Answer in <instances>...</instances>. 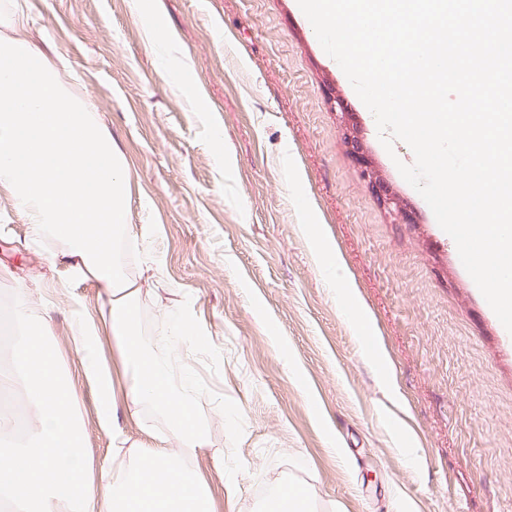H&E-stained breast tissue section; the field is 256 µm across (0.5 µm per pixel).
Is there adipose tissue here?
Returning <instances> with one entry per match:
<instances>
[{
  "label": "adipose tissue",
  "instance_id": "ef3b65f1",
  "mask_svg": "<svg viewBox=\"0 0 512 512\" xmlns=\"http://www.w3.org/2000/svg\"><path fill=\"white\" fill-rule=\"evenodd\" d=\"M31 15L30 0H13L0 12V187L10 191L32 238L63 242L65 258L103 299L129 375L123 389L115 390L100 358L93 322L75 320L70 345L83 360L100 425L112 433L113 455L127 443L120 415H135L139 405L160 412L167 431L118 470L81 455L79 395L57 366L46 321L18 297L24 337L14 354L37 427L17 442L0 439V503L13 512H214L208 485L181 461L207 445L195 375L175 372L142 346L144 282L128 278L118 260L120 246L141 240L126 205L125 158L89 101L69 92L56 65L26 37Z\"/></svg>",
  "mask_w": 512,
  "mask_h": 512
}]
</instances>
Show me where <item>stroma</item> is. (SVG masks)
I'll list each match as a JSON object with an SVG mask.
<instances>
[{
	"label": "stroma",
	"instance_id": "35a3bbf8",
	"mask_svg": "<svg viewBox=\"0 0 512 512\" xmlns=\"http://www.w3.org/2000/svg\"><path fill=\"white\" fill-rule=\"evenodd\" d=\"M154 5L147 26L132 0H45L30 36L76 73L74 93L128 163L144 238L123 263L150 286L138 332L199 379L208 443L185 465L209 483L216 512H259L289 481L317 492L318 512H512V333L401 177L412 150L384 149L297 0ZM152 27L173 35L174 51L148 39ZM336 96L351 116L332 110ZM345 123L416 223H393L378 205L346 153ZM308 224L335 251L372 338L351 326ZM63 252L31 239L0 188V309L13 313L27 290L80 395L84 455L113 456L68 341L73 320L98 324L119 386L123 368L97 287ZM172 303L195 334L160 349ZM371 347L387 357L391 387ZM220 400L233 418L212 413Z\"/></svg>",
	"mask_w": 512,
	"mask_h": 512
}]
</instances>
